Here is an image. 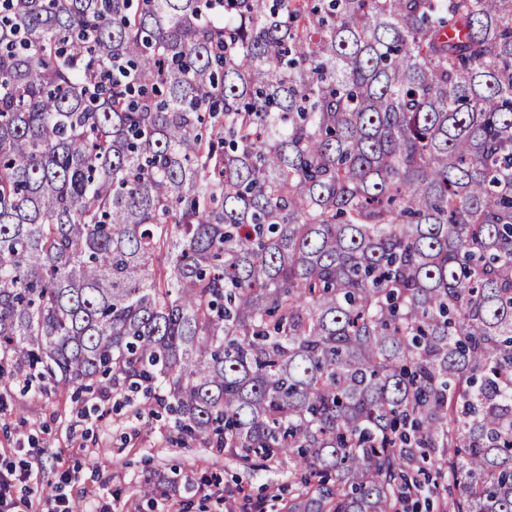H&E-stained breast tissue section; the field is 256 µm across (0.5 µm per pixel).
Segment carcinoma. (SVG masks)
<instances>
[{
  "mask_svg": "<svg viewBox=\"0 0 512 512\" xmlns=\"http://www.w3.org/2000/svg\"><path fill=\"white\" fill-rule=\"evenodd\" d=\"M15 378L288 512H512V0H0Z\"/></svg>",
  "mask_w": 512,
  "mask_h": 512,
  "instance_id": "1",
  "label": "carcinoma"
}]
</instances>
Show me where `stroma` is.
Listing matches in <instances>:
<instances>
[{
  "label": "stroma",
  "instance_id": "obj_1",
  "mask_svg": "<svg viewBox=\"0 0 512 512\" xmlns=\"http://www.w3.org/2000/svg\"><path fill=\"white\" fill-rule=\"evenodd\" d=\"M137 406L103 389L75 397L72 389L22 380L0 386V459L32 474L26 491L31 512H49L42 488L62 485L86 512H288L300 486L287 462L249 470L198 443H182L167 415L138 416ZM77 468L78 483L62 484L63 466ZM167 478L168 501L147 502L144 480Z\"/></svg>",
  "mask_w": 512,
  "mask_h": 512
}]
</instances>
